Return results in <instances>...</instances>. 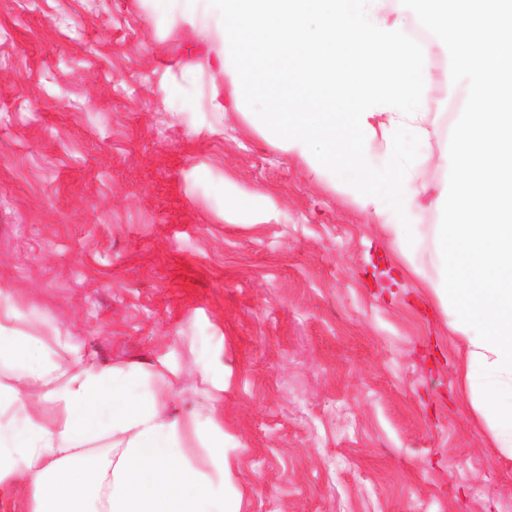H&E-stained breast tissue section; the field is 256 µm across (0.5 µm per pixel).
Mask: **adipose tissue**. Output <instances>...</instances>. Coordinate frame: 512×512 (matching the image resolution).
Instances as JSON below:
<instances>
[{
    "label": "adipose tissue",
    "mask_w": 512,
    "mask_h": 512,
    "mask_svg": "<svg viewBox=\"0 0 512 512\" xmlns=\"http://www.w3.org/2000/svg\"><path fill=\"white\" fill-rule=\"evenodd\" d=\"M149 2L154 19L205 20L219 41L216 110L378 218L460 344L461 401L512 460V113L497 74L512 27L472 0ZM257 72L301 85L291 111L256 99ZM451 82L463 98L444 128L432 92ZM325 100L342 114L314 111ZM0 369V490L22 489L29 512H241L216 398L173 413L184 382L164 363L102 364L61 331L31 333L4 287Z\"/></svg>",
    "instance_id": "1"
}]
</instances>
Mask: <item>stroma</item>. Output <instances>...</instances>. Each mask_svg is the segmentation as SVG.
Here are the masks:
<instances>
[{
  "instance_id": "stroma-1",
  "label": "stroma",
  "mask_w": 512,
  "mask_h": 512,
  "mask_svg": "<svg viewBox=\"0 0 512 512\" xmlns=\"http://www.w3.org/2000/svg\"><path fill=\"white\" fill-rule=\"evenodd\" d=\"M145 0H0V281L104 363L221 388L242 512H512L457 340L380 224Z\"/></svg>"
}]
</instances>
